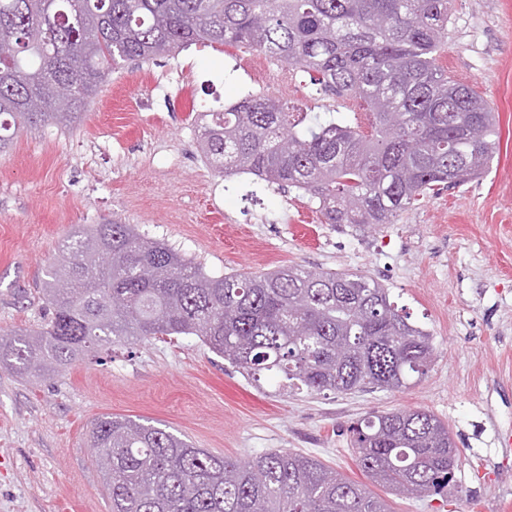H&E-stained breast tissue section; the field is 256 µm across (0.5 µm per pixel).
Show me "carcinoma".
Here are the masks:
<instances>
[{"instance_id":"obj_1","label":"carcinoma","mask_w":512,"mask_h":512,"mask_svg":"<svg viewBox=\"0 0 512 512\" xmlns=\"http://www.w3.org/2000/svg\"><path fill=\"white\" fill-rule=\"evenodd\" d=\"M449 19L450 0H0V152L24 126L76 119L123 62L197 43L252 48L358 102L370 128L245 98L208 114L199 151L226 174L311 194L329 224H393L428 192L477 178L498 147L492 107L438 64ZM67 80L72 94L57 97ZM42 288L46 326L0 338V362L26 374L183 335L255 381L275 374L288 395L401 391L434 360L432 336L370 276L302 265L209 276L116 221L74 228ZM349 433L362 475L397 494H441L461 465L448 424L426 409L374 411ZM90 442L112 512H390L312 456L242 461L121 415L98 418Z\"/></svg>"}]
</instances>
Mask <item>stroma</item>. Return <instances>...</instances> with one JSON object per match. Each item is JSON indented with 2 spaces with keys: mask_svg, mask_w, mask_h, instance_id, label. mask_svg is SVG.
<instances>
[{
  "mask_svg": "<svg viewBox=\"0 0 512 512\" xmlns=\"http://www.w3.org/2000/svg\"><path fill=\"white\" fill-rule=\"evenodd\" d=\"M438 63L498 114L487 175L427 194L393 224H326L318 202L201 157L204 112L274 96L320 118L367 125L349 99L301 70L237 46L192 45L124 63L71 128L21 129L0 153V335L48 319L41 295L79 224L118 220L167 242L209 275L302 264L369 275L436 349L402 392L284 396L197 337L115 345L48 378L0 363V512H111L89 441L106 413L169 427L246 460L284 449L361 480L349 426L373 411L424 408L448 423L462 463L444 496L379 485L391 512H502L512 504V0H453Z\"/></svg>",
  "mask_w": 512,
  "mask_h": 512,
  "instance_id": "35a3bbf8",
  "label": "stroma"
}]
</instances>
